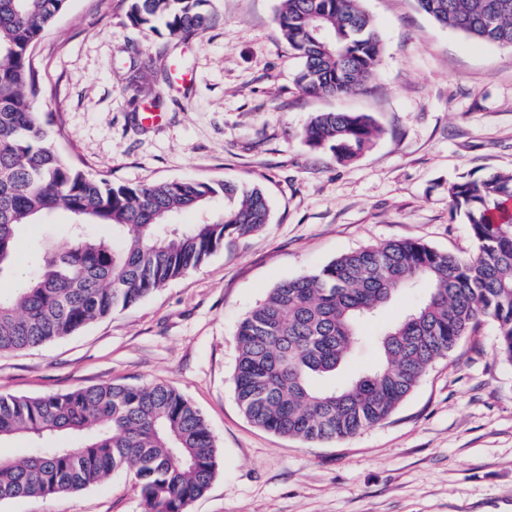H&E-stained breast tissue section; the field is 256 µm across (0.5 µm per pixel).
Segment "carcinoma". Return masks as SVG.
<instances>
[{"instance_id":"cac0c4a2","label":"carcinoma","mask_w":512,"mask_h":512,"mask_svg":"<svg viewBox=\"0 0 512 512\" xmlns=\"http://www.w3.org/2000/svg\"><path fill=\"white\" fill-rule=\"evenodd\" d=\"M205 0H131L139 27L164 24L173 39L204 31ZM68 0H0V273L18 231L57 210L80 230L64 246L35 248L32 273L0 292V354L71 335L139 304L204 265L229 236L261 230L270 208L258 188L224 181L114 185L86 175L56 149L34 106L31 51ZM424 13L466 37L512 48V0H417ZM275 23L301 61L297 83L312 96L367 89L381 43L361 0H280ZM379 133L371 117L318 112L305 143L351 162ZM512 174L448 184L451 211L469 225L476 254L461 259L414 240L345 253L318 271L283 281L238 323L233 373L239 409L253 426L303 442H336L387 420L427 372L481 321L496 328V356L512 364ZM194 224L170 223L184 212ZM417 302L381 324L369 370L340 372L401 293ZM49 435L72 439L44 444ZM24 436L19 458L0 457V500L71 495L131 470L143 512H185L216 470L218 448L201 410L160 383L104 382L37 397L0 395V443Z\"/></svg>"}]
</instances>
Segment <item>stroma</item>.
Masks as SVG:
<instances>
[{"mask_svg":"<svg viewBox=\"0 0 512 512\" xmlns=\"http://www.w3.org/2000/svg\"><path fill=\"white\" fill-rule=\"evenodd\" d=\"M279 0H211L202 34L169 45L133 26L129 0H69L33 49L40 111L55 146L115 184L231 181L261 188L269 224L225 238L208 262L138 305L42 347L0 355V393L41 396L103 382L163 383L204 414L215 476L187 512H512V366L482 323L385 422L305 444L252 426L234 396L237 323L279 282L392 240L460 258L475 246L448 184L512 171V49L475 43L416 0H362L382 43L366 92L310 97L275 24ZM159 96L163 120L138 103ZM316 112L371 115L381 129L351 163L315 150ZM67 214L21 228L18 287L36 245L62 241ZM0 512H143L132 472L74 495L0 502Z\"/></svg>","mask_w":512,"mask_h":512,"instance_id":"35a3bbf8","label":"stroma"}]
</instances>
